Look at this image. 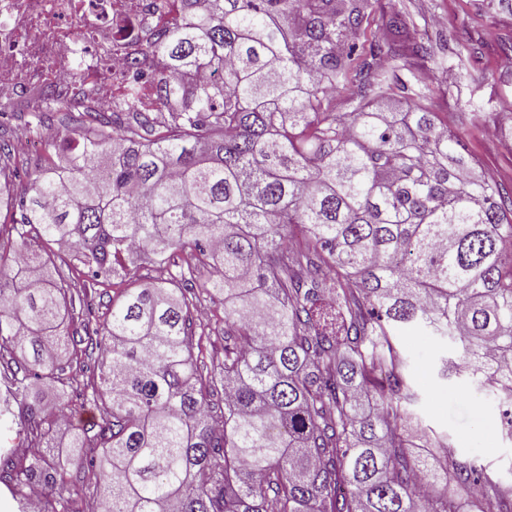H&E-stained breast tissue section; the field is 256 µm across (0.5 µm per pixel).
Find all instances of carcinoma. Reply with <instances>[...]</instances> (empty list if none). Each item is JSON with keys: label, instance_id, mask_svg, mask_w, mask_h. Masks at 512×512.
<instances>
[{"label": "carcinoma", "instance_id": "carcinoma-1", "mask_svg": "<svg viewBox=\"0 0 512 512\" xmlns=\"http://www.w3.org/2000/svg\"><path fill=\"white\" fill-rule=\"evenodd\" d=\"M170 25L131 23L136 62L110 113L71 117L20 192L0 143V353L13 356L0 426L52 427L30 381L80 391L60 357L79 323L102 351V512H512V490L411 428L414 390L396 336H451L464 372L512 404V218L494 181L400 73L431 48L389 0L359 61L372 0H170ZM343 109L336 108V96ZM46 91L19 104L48 119ZM69 244L95 283L143 264L102 327L75 307L51 258ZM208 271L200 282L198 273ZM224 302V368L208 377L193 329ZM224 383L214 413L205 386ZM70 457L24 471L0 453L22 508L30 484L65 483Z\"/></svg>", "mask_w": 512, "mask_h": 512}]
</instances>
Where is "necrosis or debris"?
<instances>
[{
	"label": "necrosis or debris",
	"instance_id": "1",
	"mask_svg": "<svg viewBox=\"0 0 512 512\" xmlns=\"http://www.w3.org/2000/svg\"><path fill=\"white\" fill-rule=\"evenodd\" d=\"M165 0H0V99L34 87L112 108L144 43L123 28H158Z\"/></svg>",
	"mask_w": 512,
	"mask_h": 512
}]
</instances>
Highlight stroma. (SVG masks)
Listing matches in <instances>:
<instances>
[{"label": "stroma", "mask_w": 512, "mask_h": 512, "mask_svg": "<svg viewBox=\"0 0 512 512\" xmlns=\"http://www.w3.org/2000/svg\"><path fill=\"white\" fill-rule=\"evenodd\" d=\"M418 36L431 41L433 59H414L415 76H430L427 105L440 121L457 132L482 173L512 190V69L500 61L512 44V0H404ZM25 117L0 114V138L21 154L28 169H37L49 155V141L74 135L67 122L57 121L34 134L38 149L23 148L28 134ZM55 263L71 280L76 299H91L97 321H104L112 301L124 287L119 283H89L82 265L65 247L56 249ZM203 324L210 338L202 353L208 370L224 366V305L205 306ZM409 360L416 397L411 410L430 433L448 437L464 461L494 474L512 486V436L503 428L499 396L460 374L442 378V357L457 359L454 339L410 334L401 339Z\"/></svg>", "instance_id": "obj_1"}]
</instances>
